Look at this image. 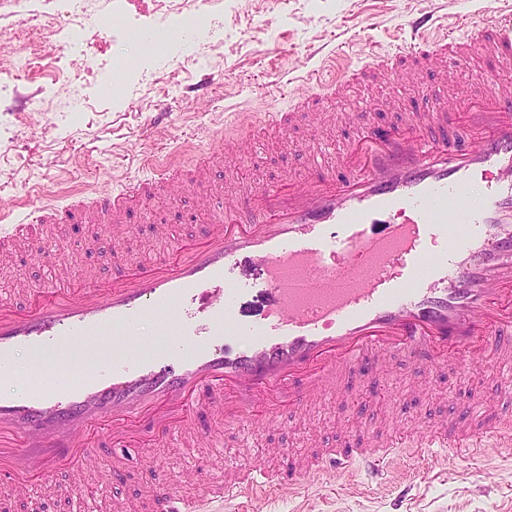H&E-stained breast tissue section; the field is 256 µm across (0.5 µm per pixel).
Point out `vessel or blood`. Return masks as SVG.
Returning a JSON list of instances; mask_svg holds the SVG:
<instances>
[{
	"instance_id": "obj_1",
	"label": "vessel or blood",
	"mask_w": 512,
	"mask_h": 512,
	"mask_svg": "<svg viewBox=\"0 0 512 512\" xmlns=\"http://www.w3.org/2000/svg\"><path fill=\"white\" fill-rule=\"evenodd\" d=\"M406 26L408 38L375 56L369 73L423 89L432 70L451 69V100L381 129L332 113L351 73L308 71L297 108L258 118L228 113L226 126L248 130L225 137L224 153L246 154L261 137L294 151L289 128L304 115L324 133L356 125L340 152L313 147L302 175L249 189L230 184L220 200L206 189L209 160L188 170L155 166L95 193L86 212L119 224L157 188L177 195L192 186L212 212L202 237L147 261L121 260L105 284L91 278L76 288L63 274L48 291L25 287L21 302L0 301L1 382L15 380L19 352L73 349L66 367L35 365L34 387L0 394V479L15 497L30 498L36 486L68 497L75 485L125 466L138 448L223 447V432L199 429L196 413L222 419L225 429L264 431L284 407L304 413L345 398L362 366L391 373L396 355L449 371L460 389L477 361L512 381V82H475L481 71H512V12L456 37L438 35L430 12ZM58 210L44 205L30 216L0 205V264L25 251L48 257L44 238L29 229L52 223ZM431 241L442 242L441 253L428 250ZM254 292L266 294V306L242 318L240 302ZM143 319L159 322L161 348L127 338ZM384 414L386 427L353 426L338 448L300 456L265 449L262 466L240 440L238 462L219 476L197 468V496L175 494L159 474L114 512H219L237 497L284 484L297 492L323 475L361 472L380 489L394 463L512 445V410L500 402H470L462 415L405 432L399 407ZM57 468L72 484L48 481Z\"/></svg>"
}]
</instances>
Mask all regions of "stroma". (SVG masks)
<instances>
[{
  "label": "stroma",
  "mask_w": 512,
  "mask_h": 512,
  "mask_svg": "<svg viewBox=\"0 0 512 512\" xmlns=\"http://www.w3.org/2000/svg\"><path fill=\"white\" fill-rule=\"evenodd\" d=\"M509 5L512 0H81L87 39L81 52L65 55L55 38L34 49L26 46L24 35L33 26L50 29L67 23L69 0H28L21 14L14 13L8 0H0V48L11 47L10 58L20 66L31 55L40 59L38 68L0 93V198L39 207L62 194L72 202L82 192L119 187L145 175L147 163L178 161L179 148L209 151L231 106L259 114L295 102L300 92L287 82L291 71L364 65L418 11H437L463 31L486 25L498 8ZM141 25L171 34L164 55H152L126 39L128 28ZM204 73L213 75L214 90L210 102L199 104L188 87ZM382 91L398 95L409 108L424 103L416 88L403 83L380 89L362 84L345 94L340 109L367 108ZM158 105L171 113L162 135L148 126ZM304 162V155L282 154L275 144L261 140L253 155L222 160L212 179L220 183L230 174L255 183L286 176ZM207 221L193 194L178 199L160 195L149 208L135 211L130 231L114 245H134L147 260L164 247L153 225H169L171 239L188 240L198 238ZM96 231L93 223L57 227L62 242L58 257L68 265L73 282L89 271L103 283L112 277L111 252L90 245ZM47 269L40 258L21 255L11 269L0 271V297H13L18 282H41ZM393 365L389 377L353 379L346 401L323 420L326 445H336L353 422L376 425V414L362 417L357 411L373 391L404 403L405 418L415 425L426 417L453 414L466 399L501 390L484 364L469 366L464 393L449 390L444 376L416 389L422 370L398 359ZM310 437L302 415L288 407L277 429L255 436L254 448L298 452ZM198 455L195 448L155 449L152 466L134 464L112 480L86 485L73 500L45 502L43 512H85L101 502L136 498L156 471L171 477L181 493L193 494L190 473ZM443 465L448 473L440 478L431 477L421 464L411 469L406 479L411 490L405 497L396 484L384 490L363 484L346 492L326 478L299 494L269 493L249 503L248 512H512V447L451 456Z\"/></svg>",
  "instance_id": "1"
}]
</instances>
